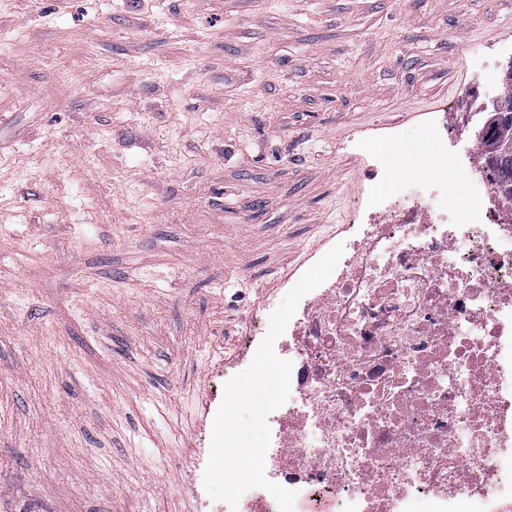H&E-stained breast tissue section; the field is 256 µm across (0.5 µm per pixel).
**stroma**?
I'll list each match as a JSON object with an SVG mask.
<instances>
[{
    "mask_svg": "<svg viewBox=\"0 0 512 512\" xmlns=\"http://www.w3.org/2000/svg\"><path fill=\"white\" fill-rule=\"evenodd\" d=\"M512 0H0V512H224V369L409 196L425 113L483 165Z\"/></svg>",
    "mask_w": 512,
    "mask_h": 512,
    "instance_id": "obj_1",
    "label": "stroma"
}]
</instances>
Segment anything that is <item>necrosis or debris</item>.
I'll list each match as a JSON object with an SVG mask.
<instances>
[{"label": "necrosis or debris", "mask_w": 512, "mask_h": 512, "mask_svg": "<svg viewBox=\"0 0 512 512\" xmlns=\"http://www.w3.org/2000/svg\"><path fill=\"white\" fill-rule=\"evenodd\" d=\"M410 203L354 231L290 320L288 400L271 412L267 478L301 512H452L512 467V213L494 175L448 152ZM462 174L465 194L448 186Z\"/></svg>", "instance_id": "1"}]
</instances>
